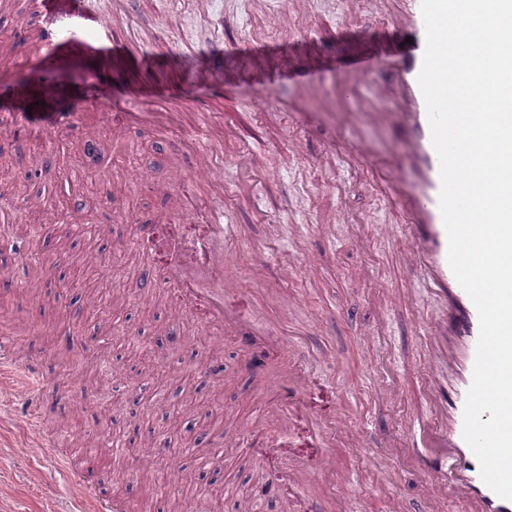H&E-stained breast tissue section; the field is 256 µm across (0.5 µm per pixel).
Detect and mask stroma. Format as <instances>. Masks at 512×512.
<instances>
[{"mask_svg":"<svg viewBox=\"0 0 512 512\" xmlns=\"http://www.w3.org/2000/svg\"><path fill=\"white\" fill-rule=\"evenodd\" d=\"M0 11V41L16 46L0 58V340L16 342L41 367L67 352V380L45 376L36 410L0 397V512H80L83 496L106 504L153 501L154 512L174 505L209 512L211 488L184 477L218 472L224 512L246 502L250 512H284L281 496L259 495L293 463L318 466L331 455L355 480L299 486L324 512H465L463 502L427 495L420 477L397 456V440L433 423L418 385L423 354L415 318L433 313L435 299L407 274L401 242L407 216L374 171L352 165L353 143L382 162L401 139L380 128L357 100L336 112V68L362 52L399 47L403 32L390 21L389 0H295L281 19L276 0H137L120 30L125 53L106 59L98 35L112 0H8ZM58 28L44 43L48 27ZM262 57L220 84H199L195 72L216 67L225 45ZM53 89L42 94L31 71ZM146 87L170 98L182 130L161 134L144 124L111 137L121 113L108 111L119 93ZM75 120L54 124L78 101ZM31 108L14 126V106ZM240 113L241 138L216 148L223 185L206 191L192 174L195 158L180 146L197 115L211 127L225 111ZM94 200L88 231L71 247L55 245L71 220L55 204L62 197ZM228 207L236 225L220 234L210 209ZM36 241H27L31 225ZM154 241L136 244L138 225ZM221 249L227 267L206 265ZM82 263L84 291L67 286L71 263ZM199 270L200 287L235 278L232 302L251 315L267 283L280 291L268 320L294 345L316 333L319 350L305 359L309 389L301 401L323 420L336 421V446L324 449L295 423L282 438L269 409L284 402L274 381L289 366L287 352L268 351L252 366L239 336L209 339L202 309L181 304L165 277L172 263ZM157 270L155 289L143 291L136 270ZM196 405L186 423L209 429L214 455L202 463L169 425L186 397ZM222 424L206 413L213 397ZM367 429L376 444L347 445L346 426ZM59 440L62 455L33 443V430ZM277 438L276 449L266 441Z\"/></svg>","mask_w":512,"mask_h":512,"instance_id":"1","label":"stroma"}]
</instances>
